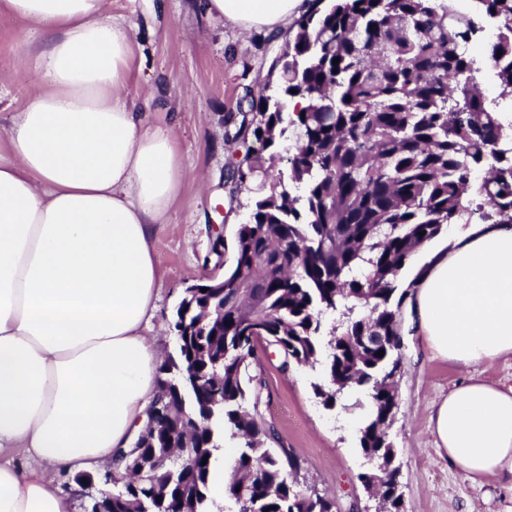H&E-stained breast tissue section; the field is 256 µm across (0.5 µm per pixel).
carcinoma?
<instances>
[{
	"mask_svg": "<svg viewBox=\"0 0 512 512\" xmlns=\"http://www.w3.org/2000/svg\"><path fill=\"white\" fill-rule=\"evenodd\" d=\"M453 2L310 0L270 65L275 84L225 135L247 146L227 175L232 191L254 194L248 220L223 287L183 291L171 321L177 349L160 366L182 380L160 379V419L141 437L153 476L134 484L117 474L112 512H213L203 459L227 437L242 440L224 480L235 512H336L290 479L299 463L288 449L268 446L264 380L249 373L260 342L285 366L321 365L314 391L325 407L338 389L370 407L360 448L373 467L391 468L388 508L401 512L387 441L408 296L400 275L449 224H512V127L498 119L512 102V0H475L469 14ZM487 20L497 38L475 54ZM487 68L498 86L490 99L480 88ZM287 141L285 178L275 160ZM326 313L339 318L325 335Z\"/></svg>",
	"mask_w": 512,
	"mask_h": 512,
	"instance_id": "carcinoma-1",
	"label": "carcinoma"
}]
</instances>
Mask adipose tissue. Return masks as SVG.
<instances>
[{
    "label": "adipose tissue",
    "mask_w": 512,
    "mask_h": 512,
    "mask_svg": "<svg viewBox=\"0 0 512 512\" xmlns=\"http://www.w3.org/2000/svg\"><path fill=\"white\" fill-rule=\"evenodd\" d=\"M104 4L0 0L41 25L20 59L47 78L0 121V512H72L54 469L112 465L158 392L154 230L179 198L182 155L130 96L132 29ZM205 7L277 36L305 0ZM450 239L429 250L412 311L432 357L472 370L512 354V224ZM430 428L452 467L512 496V387L469 377Z\"/></svg>",
    "instance_id": "adipose-tissue-1"
}]
</instances>
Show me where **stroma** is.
Segmentation results:
<instances>
[{
  "label": "stroma",
  "instance_id": "35a3bbf8",
  "mask_svg": "<svg viewBox=\"0 0 512 512\" xmlns=\"http://www.w3.org/2000/svg\"><path fill=\"white\" fill-rule=\"evenodd\" d=\"M106 9L135 32L128 91L146 103L154 125L176 130L186 172L170 219L157 225L154 238L162 273L154 332L168 354L176 347L168 322L184 289L232 267V252L216 256L213 243L220 235L232 240L248 218L247 209L232 201L226 182V166L243 146L225 142L224 117L236 112L244 96H259L286 40L229 28L207 15L201 0H106ZM36 35L34 23L0 15V114L14 111L45 82L15 60L19 44ZM400 328L405 346L388 439L396 450L404 512H507L512 500L500 494L495 480L472 484L440 455L429 416L433 405L469 375L511 387L512 355L472 373L432 357L408 322ZM280 364L278 351L261 344L249 371L265 381L258 409L279 445L298 457L300 487L333 499L337 512H377L376 500L359 479L367 463L359 448L357 412L323 406L313 391L322 380L319 369L294 365L284 372Z\"/></svg>",
  "mask_w": 512,
  "mask_h": 512
}]
</instances>
